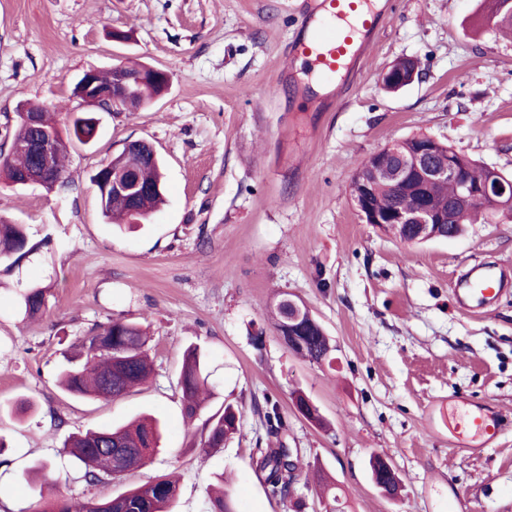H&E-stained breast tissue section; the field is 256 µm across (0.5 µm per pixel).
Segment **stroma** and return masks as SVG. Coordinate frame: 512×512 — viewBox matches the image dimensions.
I'll return each instance as SVG.
<instances>
[{
  "label": "stroma",
  "mask_w": 512,
  "mask_h": 512,
  "mask_svg": "<svg viewBox=\"0 0 512 512\" xmlns=\"http://www.w3.org/2000/svg\"><path fill=\"white\" fill-rule=\"evenodd\" d=\"M483 0H392L380 32L329 111L313 71L291 66L299 0H0V140L19 103L67 113L86 70L135 61L165 69L167 92L136 112L99 113L98 135L73 145L69 192L0 180V215L26 225L37 250L0 263V416L6 450L0 512H39L48 497L109 499L177 471L176 512H209L207 489L232 478L240 512H326L312 472L340 488L345 512H448V490L476 512H512V291L489 312L457 308L453 287L478 260L512 277V221L466 225L452 240L400 242L365 223L349 197L363 162L427 134L512 173V37L478 26ZM129 38L116 42L112 29ZM420 74L390 92L396 60ZM131 140L154 145L166 203L135 231L102 216L92 171ZM45 291L41 314L19 307ZM281 293L302 300L335 345L309 362L266 319ZM115 318L147 329L154 373L110 401L64 395V351ZM196 343L224 401L243 412L224 447L205 449L186 422L178 385ZM303 392L322 424L293 405ZM499 408L498 441L478 456L454 452L449 427L464 400ZM275 403L279 436L300 451L292 499L269 498L253 461ZM142 411L165 423L163 449L144 466L91 484L61 452L64 439ZM383 455L397 499L373 487L368 460ZM45 464V477L28 470Z\"/></svg>",
  "instance_id": "1"
}]
</instances>
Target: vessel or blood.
Here are the masks:
<instances>
[{
    "label": "vessel or blood",
    "mask_w": 512,
    "mask_h": 512,
    "mask_svg": "<svg viewBox=\"0 0 512 512\" xmlns=\"http://www.w3.org/2000/svg\"><path fill=\"white\" fill-rule=\"evenodd\" d=\"M371 4L372 0H301V32L288 44L291 60L304 62L326 75L340 71L356 74L359 61L378 32L379 16ZM511 284L496 267L477 262L457 280L453 293L460 309L481 313L490 310ZM499 433L494 412L479 406L456 421L455 446L477 455L494 444Z\"/></svg>",
    "instance_id": "obj_1"
}]
</instances>
